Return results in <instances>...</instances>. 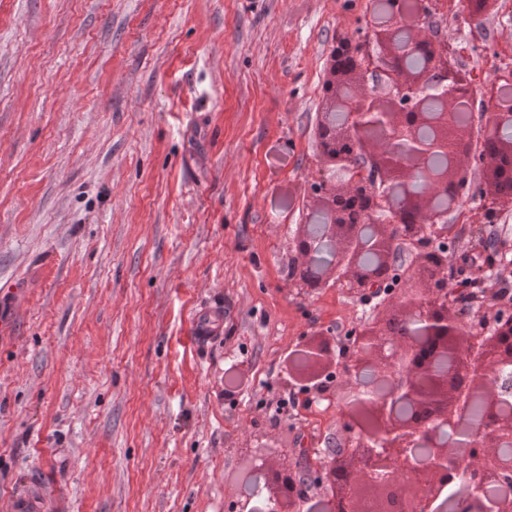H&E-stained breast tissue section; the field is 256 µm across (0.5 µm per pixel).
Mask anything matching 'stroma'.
I'll return each mask as SVG.
<instances>
[{"mask_svg": "<svg viewBox=\"0 0 512 512\" xmlns=\"http://www.w3.org/2000/svg\"><path fill=\"white\" fill-rule=\"evenodd\" d=\"M496 2L439 18L479 84L512 68ZM374 23L372 0H0V512H237L267 446L321 463L340 400L290 370L380 308L332 273L290 291L291 241L324 61ZM494 2L492 0H448V5L458 4V8L448 10V14L464 22L476 24L490 10L491 6L489 7V5Z\"/></svg>", "mask_w": 512, "mask_h": 512, "instance_id": "stroma-1", "label": "stroma"}]
</instances>
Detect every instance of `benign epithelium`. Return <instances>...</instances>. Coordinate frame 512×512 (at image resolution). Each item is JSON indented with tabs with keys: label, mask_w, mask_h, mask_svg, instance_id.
I'll return each instance as SVG.
<instances>
[{
	"label": "benign epithelium",
	"mask_w": 512,
	"mask_h": 512,
	"mask_svg": "<svg viewBox=\"0 0 512 512\" xmlns=\"http://www.w3.org/2000/svg\"><path fill=\"white\" fill-rule=\"evenodd\" d=\"M448 3L458 4L448 14L476 24L493 0ZM441 4L442 0H424L415 26L425 35L402 46L396 40L401 0L387 5L383 25L363 39L339 37L351 58L348 69L363 82L364 90L341 104L330 89H324L325 112L318 125L323 174L312 183L310 195L313 212L324 209L331 214L337 246L323 270L341 277L354 298L375 300L392 312L358 330L344 365L348 377L364 372L377 375L387 391L339 388L346 394L341 426L354 448L327 457L313 475L327 488L323 512H337L340 504L345 512H355L359 496L372 500L376 512H445L437 500L456 480L455 512H463L465 500L474 504L471 512H512L511 484L499 486L493 502L482 499L488 485L512 471V458L500 452L512 444V412L503 411L512 402V382L503 376L512 365V304L497 288L512 274V248L498 247L489 263L472 269L482 281L475 296L457 297L449 281L466 274L448 273V245L455 243L458 225L450 211L425 202L454 192L464 205L459 216L474 236L512 212V191L498 185L472 193L468 190L472 170L461 163L471 157L499 181L512 169L505 160L512 151L490 159L474 142L472 127L448 128L458 95L466 91L481 96L482 139L511 128L512 103L502 100L500 87L512 84V70H500L494 80L476 87L447 40L430 32L431 17ZM410 53L425 58L424 69L411 71L403 65L402 57ZM433 85L447 91V100L437 111L426 105V91ZM337 109L347 112L350 121L336 124ZM417 183L424 186L420 194L411 192ZM386 185L406 192L404 204L421 215V223L393 224ZM352 204L374 227L364 241L349 217ZM316 247L309 228L293 239L295 253L306 259L289 278L299 295L320 284L321 275L314 272ZM394 275L398 276L395 287L383 296L374 295L379 279ZM395 316L411 325L413 339L429 343V356L419 354L420 345L404 346L392 335L389 323ZM300 355L308 368L294 369V378L310 390L331 374L330 340H312ZM466 394L482 399L488 424L461 437L457 427L461 397ZM397 400L413 405L415 413L406 418L396 415ZM422 443L430 448L429 458L415 467L413 448ZM304 479L285 466L269 473L258 493L269 501L270 512H294L297 500L292 489Z\"/></svg>",
	"instance_id": "7a95c632"
}]
</instances>
